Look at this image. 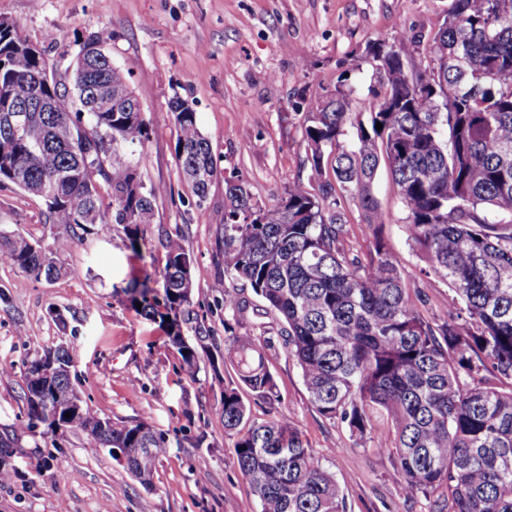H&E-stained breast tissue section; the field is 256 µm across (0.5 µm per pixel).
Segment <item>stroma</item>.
<instances>
[{
    "label": "stroma",
    "mask_w": 512,
    "mask_h": 512,
    "mask_svg": "<svg viewBox=\"0 0 512 512\" xmlns=\"http://www.w3.org/2000/svg\"><path fill=\"white\" fill-rule=\"evenodd\" d=\"M452 0H0L8 19L30 41L47 47L57 78L77 40L97 36L114 65L134 62L128 79L146 121L158 136L122 143L144 187H164L138 247L121 225L100 236L66 232L48 219L45 204L12 184L0 186V224L38 243L63 273L30 279L0 262V433L17 434L12 477L0 484V512H260L237 467L235 438L224 430L221 394L238 387L250 416L292 417L322 468L335 475L348 512H430L428 499L409 495L389 453L385 418L374 421L364 444L354 445L345 424L323 419L309 402L301 372L284 348L268 357L273 397L242 386L224 358L225 327L238 333L277 332L273 315L245 282L237 288L250 310L229 320L214 285L224 277L226 181L242 182L254 202L268 204L306 181L302 130L307 113L337 86L357 98L379 89L365 46L400 31L429 38ZM57 34L46 43L47 34ZM188 101L208 139L215 173L205 199L184 181L175 155L177 130L169 102ZM372 192L385 222L372 232L355 198L342 201L346 244L368 259L382 237L410 274V290L429 321L442 316L447 280L429 274L412 243L406 210L386 166ZM181 238L193 259L189 342L203 340L197 373H188L164 330L146 320L127 290L133 280L158 275L168 239ZM64 344L72 348V381L98 414L146 421L167 441L146 487L108 452H93L80 431L62 437L22 432L27 362Z\"/></svg>",
    "instance_id": "35a3bbf8"
}]
</instances>
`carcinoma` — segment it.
<instances>
[{"label": "carcinoma", "mask_w": 512, "mask_h": 512, "mask_svg": "<svg viewBox=\"0 0 512 512\" xmlns=\"http://www.w3.org/2000/svg\"><path fill=\"white\" fill-rule=\"evenodd\" d=\"M76 61L75 85L83 110L22 112L23 127L4 124L7 107L33 96L46 102L66 93L62 83L31 85V77L55 72L46 49L14 28L0 29V87L14 85L20 98L0 97V184L26 192L46 184L51 223L66 231L102 234L125 227L131 246L151 224L160 187L145 189L137 168L106 145L145 143L156 135L139 112H130L127 77L103 48ZM416 36L373 40L371 56L390 102L365 99L367 120L352 112L353 90L338 89L306 115L307 184L259 206L240 183L225 182L224 280L214 288L224 309L245 310L229 282L244 281L280 319L277 336L225 337L226 358L242 383L269 397L274 380L267 356L281 343L301 370L310 403L329 422L345 424L362 444L376 414L386 417L392 454L406 493L433 495V512H512V0H453L448 16L428 41L430 69L408 73L404 46ZM432 80L437 92L417 90ZM177 126L175 154L198 198L214 173L209 141L196 112L181 97L170 103ZM382 130L376 129V123ZM356 141L346 143L348 127ZM80 133L108 154L75 151ZM385 162L406 209L410 239L429 268L452 286L444 318L429 322L409 292L408 273L380 237L362 263L346 248L341 199L356 197L368 224L382 225L371 193ZM112 212L101 209V190ZM36 280L60 275L55 262L30 238L0 225V261ZM192 258L179 238L166 242L158 280L147 277L130 292L141 314L166 331L183 366L195 373L197 347L181 324L191 302ZM68 370L41 393L25 384V428L57 436L77 430L100 449H120L127 469L151 484L166 439L143 421L102 417L80 399ZM224 429L236 436L240 472L260 512H347L336 478L315 458L292 418L247 420L235 388H224ZM70 416H65V413ZM16 438L0 436V474L9 472Z\"/></svg>", "instance_id": "cac0c4a2"}]
</instances>
